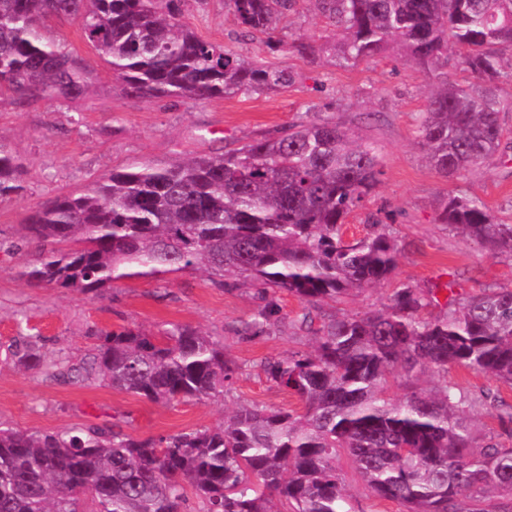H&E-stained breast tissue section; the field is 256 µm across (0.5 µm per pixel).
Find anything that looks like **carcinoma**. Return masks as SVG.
Wrapping results in <instances>:
<instances>
[{"label": "carcinoma", "instance_id": "obj_1", "mask_svg": "<svg viewBox=\"0 0 512 512\" xmlns=\"http://www.w3.org/2000/svg\"><path fill=\"white\" fill-rule=\"evenodd\" d=\"M186 0H0V94L22 106L86 96L91 70L48 35L71 20L123 91L149 101L222 99L292 86L295 73L248 61L199 38L182 22ZM298 0H229L241 33L271 35ZM336 27L343 67L397 45L441 87L420 113L417 138L429 165L453 178L494 164L512 99V0H313ZM468 71L469 86L447 68ZM22 164L0 143V199L23 191ZM373 142L340 122L302 120L177 163L135 162L81 193L46 200L25 220L36 258L30 285L102 291L132 276L204 271L285 290L316 305L390 279L399 246L381 220L345 238L348 217L378 182ZM439 222L491 256L512 251L501 224L477 197L437 201ZM402 285L384 309L342 316L313 330L311 350L267 359L263 371L303 411L240 404L213 429L134 438L90 426L55 432L0 427V512H353L336 458L348 454L367 489L403 512H512V406L448 381L457 365L512 385V287L462 296ZM444 306L443 313L425 311ZM269 300L245 332L278 320ZM88 359L72 364L29 336L7 357L50 377L94 378L155 403L224 394L237 367L224 344L187 325L158 334L123 327L98 333ZM437 373L428 390L413 385ZM410 391L385 395L389 377ZM495 419L484 439L472 409ZM288 505L284 511L276 504Z\"/></svg>", "mask_w": 512, "mask_h": 512}]
</instances>
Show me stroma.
Returning <instances> with one entry per match:
<instances>
[{
	"instance_id": "1",
	"label": "stroma",
	"mask_w": 512,
	"mask_h": 512,
	"mask_svg": "<svg viewBox=\"0 0 512 512\" xmlns=\"http://www.w3.org/2000/svg\"><path fill=\"white\" fill-rule=\"evenodd\" d=\"M184 21L204 40L294 71L295 84L217 100L131 98L81 40L76 24L52 21L51 35L84 59L94 85L69 105L21 108L10 96L0 97V141L19 156L25 186L20 196L0 202V351L37 335L45 351L76 363L97 346V332L128 326L158 332L175 323L223 340L238 371L224 396L162 404L97 380L49 378L0 354L2 427L57 431L94 425L144 438L215 427L225 408L236 403L295 410L297 399L270 382L261 363L308 350L311 334L296 322L303 311L319 324L381 309L392 289L403 284L427 289L453 279L467 295L512 285V254L490 256L437 217L438 199L453 191L478 196L498 219L512 224V112L503 117L500 160L447 179L430 167L417 143L416 125L432 81L393 54L353 67L338 65L328 51L336 30L312 0H298L285 26L289 37L319 46L313 60L284 46L270 48L265 37L242 36L227 0H187ZM307 117L341 121L377 147L383 174L364 206L349 217L346 234L359 238L369 232V215L383 220L400 249L396 270L384 284L312 308L278 291L277 325L267 334L244 336L241 328L264 300L258 287L243 281L228 279L219 286L207 273L186 272L163 280L124 279L100 293L37 288L21 279L35 252L23 237V224L50 197L81 190L92 178L135 161L166 166L194 152L219 154ZM336 468L353 512H402L398 503L366 489L348 455L337 459Z\"/></svg>"
}]
</instances>
